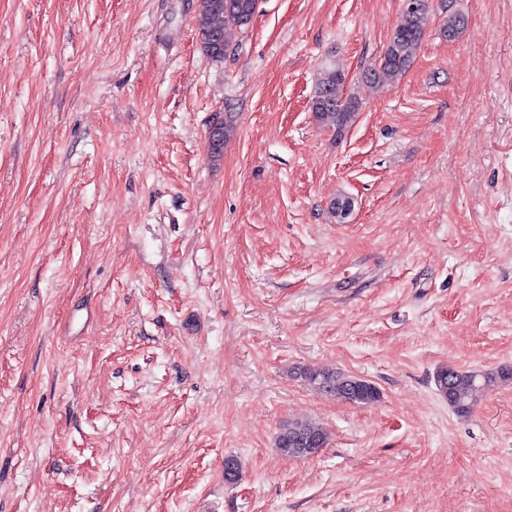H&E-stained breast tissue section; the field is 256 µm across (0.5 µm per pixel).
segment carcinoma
I'll use <instances>...</instances> for the list:
<instances>
[{
	"label": "carcinoma",
	"instance_id": "obj_1",
	"mask_svg": "<svg viewBox=\"0 0 512 512\" xmlns=\"http://www.w3.org/2000/svg\"><path fill=\"white\" fill-rule=\"evenodd\" d=\"M258 0H201L196 19L202 52L215 59H222L228 51L235 31L252 20ZM430 0H406L390 36L385 51L364 74L369 85L392 81L402 76L415 57L425 34V21ZM467 24L465 15L451 12L444 24L448 39L457 38ZM346 76L334 64L321 68L316 90L309 101V111L316 119L343 129L359 106L356 96L342 100L339 89ZM232 119L220 118L211 127L209 147L212 157L223 154L224 142L233 134ZM309 384L327 395L359 404L376 402L380 393L367 380L329 369H310L304 372ZM512 379V371L458 370L452 367L436 372L438 391L448 400V405L464 415L471 411L478 394L496 384ZM327 443V432L322 426L298 420L283 422L275 438V445L283 454L307 458L316 454Z\"/></svg>",
	"mask_w": 512,
	"mask_h": 512
}]
</instances>
